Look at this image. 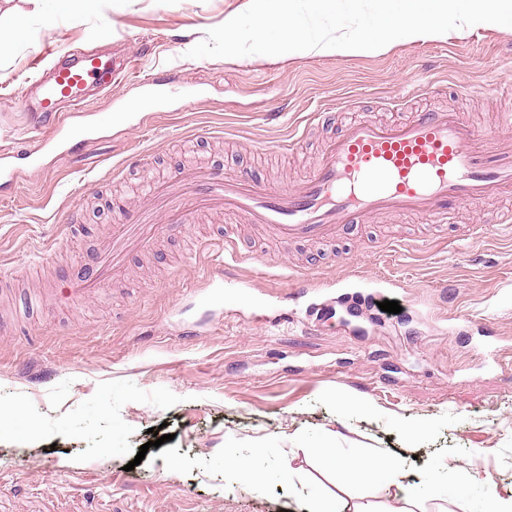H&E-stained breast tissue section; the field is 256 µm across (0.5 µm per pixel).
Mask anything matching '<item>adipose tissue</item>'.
I'll return each mask as SVG.
<instances>
[{
    "label": "adipose tissue",
    "instance_id": "1",
    "mask_svg": "<svg viewBox=\"0 0 512 512\" xmlns=\"http://www.w3.org/2000/svg\"><path fill=\"white\" fill-rule=\"evenodd\" d=\"M339 438V433L327 432L309 449L326 482L319 485L317 495L306 512H427V504L447 498V469L434 465L424 472L421 479L410 481L406 478L402 458L375 451H348L341 448ZM299 475L289 455H281L277 463H270L269 449L265 446L251 449L246 456L239 455L232 448L224 451V485L228 488L243 481L253 493L261 494L274 483L292 484ZM474 476L479 477L486 491L480 498L462 500L460 512H512V495L504 496L491 490L490 478L480 476L473 461L459 465V480ZM372 480L380 481L391 489L395 501L393 507L386 509L370 501L351 506L344 501V489Z\"/></svg>",
    "mask_w": 512,
    "mask_h": 512
}]
</instances>
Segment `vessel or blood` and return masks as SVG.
Listing matches in <instances>:
<instances>
[{"label": "vessel or blood", "mask_w": 512, "mask_h": 512, "mask_svg": "<svg viewBox=\"0 0 512 512\" xmlns=\"http://www.w3.org/2000/svg\"><path fill=\"white\" fill-rule=\"evenodd\" d=\"M114 71L90 51L60 58L48 80H35L20 105L52 120L55 134L36 154L1 148L0 181H17L21 162L37 163L39 154L71 150L86 88ZM511 189L512 116L492 128L451 109H424L392 121L354 120L327 138L314 170L285 190L243 173L175 172L142 194L137 221L113 226L89 273L66 287L45 289L44 296L50 304H78L103 293L123 275L130 252L155 251L162 225L190 223L205 209L263 225L278 243H315L381 215L444 224L449 210L484 207Z\"/></svg>", "instance_id": "1"}]
</instances>
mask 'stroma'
<instances>
[{"mask_svg":"<svg viewBox=\"0 0 512 512\" xmlns=\"http://www.w3.org/2000/svg\"><path fill=\"white\" fill-rule=\"evenodd\" d=\"M246 8L116 0L79 19L0 0V26L29 28L0 58V147L50 130L18 104L37 61L91 47L138 58L84 119L110 116L104 138L0 184V279L30 274L0 296V402L14 409L0 420V512H300L320 481L300 446L328 430L350 448L410 454L415 478L470 459L512 490V237L468 233L491 211L458 208L444 225L380 216L329 244L271 252L260 228L208 214L165 230L156 253L131 254L104 299L46 311L34 296L85 269L146 183L201 166L290 187L341 122L395 115L408 79L437 82L430 106L475 123L512 114V97L489 89L512 83V31L356 56L189 57ZM312 112L332 118L309 129ZM291 134L300 146L278 152ZM226 233L249 258L229 264L223 299L207 303L194 290L223 260ZM387 299L401 313L381 311ZM188 324L196 335H182ZM342 393L374 414L338 418ZM415 422L427 428L412 441ZM159 427L172 439L154 447ZM264 443L293 452L300 483L225 488V449Z\"/></svg>","mask_w":512,"mask_h":512,"instance_id":"35a3bbf8","label":"stroma"}]
</instances>
